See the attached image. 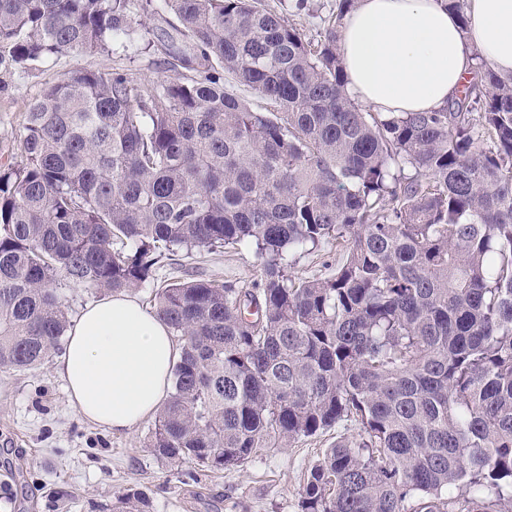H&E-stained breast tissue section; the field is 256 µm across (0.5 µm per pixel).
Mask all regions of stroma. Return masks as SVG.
Here are the masks:
<instances>
[{
	"label": "stroma",
	"mask_w": 512,
	"mask_h": 512,
	"mask_svg": "<svg viewBox=\"0 0 512 512\" xmlns=\"http://www.w3.org/2000/svg\"><path fill=\"white\" fill-rule=\"evenodd\" d=\"M307 37H319L338 0H267ZM133 42L112 53H67L24 72L0 71V165H20L18 139L29 103L72 70L122 69L135 83L175 76L190 46L164 10L144 17L131 0ZM257 276L251 250L161 256L155 278L134 291L147 303L156 286L189 278L249 284ZM153 418L116 433L72 408L54 362L27 372L0 371V512H111L114 496L143 494L148 512H300L304 479L320 452L347 436L339 426L298 447L263 454L233 470L171 464L147 443Z\"/></svg>",
	"instance_id": "35a3bbf8"
}]
</instances>
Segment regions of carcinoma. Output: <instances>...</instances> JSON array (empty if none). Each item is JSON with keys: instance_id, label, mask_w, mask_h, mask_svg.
<instances>
[{"instance_id": "cac0c4a2", "label": "carcinoma", "mask_w": 512, "mask_h": 512, "mask_svg": "<svg viewBox=\"0 0 512 512\" xmlns=\"http://www.w3.org/2000/svg\"><path fill=\"white\" fill-rule=\"evenodd\" d=\"M128 2L0 0V66L112 52ZM355 4L313 41L265 0H147L191 46L183 73L77 70L30 103L24 163L0 166V370L60 352L63 288L121 293L166 251L247 248L250 285L149 300L182 341L157 457L230 470L352 423L300 512H512V75L481 59L440 110L366 112L337 36ZM328 244V276L291 274ZM224 89L241 99H245L254 109L265 106L264 100L257 91L240 84L231 74L224 73Z\"/></svg>"}]
</instances>
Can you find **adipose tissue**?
I'll return each instance as SVG.
<instances>
[{"mask_svg":"<svg viewBox=\"0 0 512 512\" xmlns=\"http://www.w3.org/2000/svg\"><path fill=\"white\" fill-rule=\"evenodd\" d=\"M460 27L443 0H360L339 40L349 93L377 112H430L456 98L476 58L512 74V0H469ZM179 355L168 326L128 294L87 304L56 364L75 411L132 430L168 397Z\"/></svg>","mask_w":512,"mask_h":512,"instance_id":"1","label":"adipose tissue"}]
</instances>
